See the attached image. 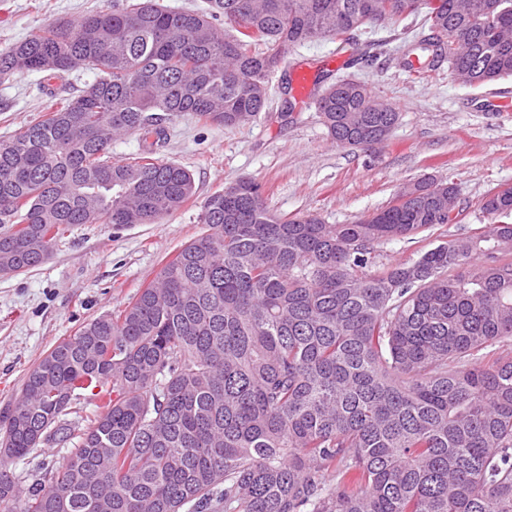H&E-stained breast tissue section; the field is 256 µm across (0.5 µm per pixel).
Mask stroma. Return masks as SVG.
<instances>
[{
  "label": "stroma",
  "instance_id": "1",
  "mask_svg": "<svg viewBox=\"0 0 512 512\" xmlns=\"http://www.w3.org/2000/svg\"><path fill=\"white\" fill-rule=\"evenodd\" d=\"M120 0H0V52L59 19L109 11ZM420 19L381 25L356 43L336 40L297 47L271 74L272 102L254 123L204 126L192 115L172 117L160 160L187 167L196 194L155 224L73 226L34 268L0 275V408L20 391L28 369L59 340L103 314L121 310L183 245L205 230L201 206L213 192L243 177L259 182L271 210L311 212L347 224L386 206L403 186L427 176L453 182L462 220L421 241L394 240L377 263L396 264L484 227L480 201L492 188L512 185V78L483 88L454 81L447 66L421 75L401 63ZM312 75L320 92L342 77L367 83L400 114L390 138L371 150L336 147L314 106L299 100L284 78ZM77 69L44 81L36 73L0 76V143L38 119L47 90L71 97L94 81Z\"/></svg>",
  "mask_w": 512,
  "mask_h": 512
}]
</instances>
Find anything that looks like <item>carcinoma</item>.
<instances>
[{
  "label": "carcinoma",
  "instance_id": "cac0c4a2",
  "mask_svg": "<svg viewBox=\"0 0 512 512\" xmlns=\"http://www.w3.org/2000/svg\"><path fill=\"white\" fill-rule=\"evenodd\" d=\"M420 13L428 35L403 56L423 71L512 77V0H126L1 52L0 75L96 79L0 143V271L37 266L76 224H155L193 198V174L153 157L164 121L246 125L296 47ZM378 103L342 78L317 110L357 149L398 124ZM135 133L139 160L112 159ZM456 196L427 177L327 224L271 212L252 179L210 195L205 232L28 369L0 413L5 458L72 449L27 487L0 464V512H512V356L482 364L512 341V186L483 197L482 231L375 261L460 223Z\"/></svg>",
  "mask_w": 512,
  "mask_h": 512
}]
</instances>
